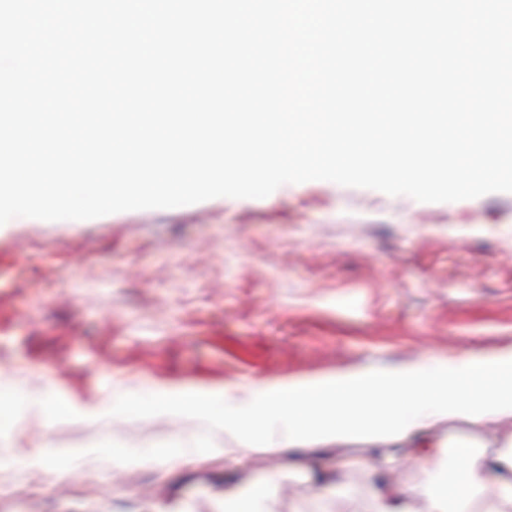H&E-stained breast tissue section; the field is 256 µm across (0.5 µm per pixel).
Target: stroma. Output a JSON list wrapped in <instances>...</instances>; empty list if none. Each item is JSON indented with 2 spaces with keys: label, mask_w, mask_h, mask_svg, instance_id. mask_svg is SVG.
Here are the masks:
<instances>
[{
  "label": "stroma",
  "mask_w": 512,
  "mask_h": 512,
  "mask_svg": "<svg viewBox=\"0 0 512 512\" xmlns=\"http://www.w3.org/2000/svg\"><path fill=\"white\" fill-rule=\"evenodd\" d=\"M511 348L512 193L422 203L309 181L263 199L14 219L0 226V392L27 403L0 417V512H218L226 487L270 476L275 512H369L374 480L423 482L417 449L333 443L298 467L282 448L234 452L199 416L59 422L35 401L113 406L154 387ZM47 445L64 451L65 477L30 465ZM172 448L185 459L162 460ZM336 479L343 494L320 497Z\"/></svg>",
  "instance_id": "obj_1"
}]
</instances>
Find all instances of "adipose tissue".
<instances>
[{
	"label": "adipose tissue",
	"mask_w": 512,
	"mask_h": 512,
	"mask_svg": "<svg viewBox=\"0 0 512 512\" xmlns=\"http://www.w3.org/2000/svg\"><path fill=\"white\" fill-rule=\"evenodd\" d=\"M125 410L203 416L243 451L356 438L402 441L453 422L487 430L512 421V351L426 355L399 365L250 382L240 395L153 388L127 398ZM422 459L429 475L426 512H512V448L490 459L478 446L457 442L450 457L426 453ZM493 473L496 495L479 500ZM274 496L268 480L231 487L224 491V512H274Z\"/></svg>",
	"instance_id": "obj_1"
}]
</instances>
